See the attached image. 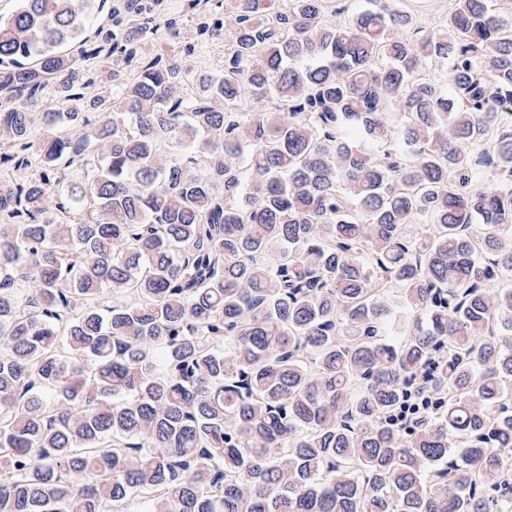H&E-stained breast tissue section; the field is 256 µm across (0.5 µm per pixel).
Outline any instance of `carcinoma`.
I'll use <instances>...</instances> for the list:
<instances>
[{
    "label": "carcinoma",
    "instance_id": "cac0c4a2",
    "mask_svg": "<svg viewBox=\"0 0 512 512\" xmlns=\"http://www.w3.org/2000/svg\"><path fill=\"white\" fill-rule=\"evenodd\" d=\"M368 2L0 15V512H512V25ZM158 3L161 5L160 9L152 13L160 17L162 26L165 19L175 20L178 34L176 37L166 36L162 40L149 39L146 41V54L154 55L157 50H162L165 55L175 54L194 70H223L227 37L224 43L201 39L196 33L195 16L189 13L186 0H163ZM365 5V0H330L329 11L325 14L324 21L328 24L347 21Z\"/></svg>",
    "mask_w": 512,
    "mask_h": 512
}]
</instances>
